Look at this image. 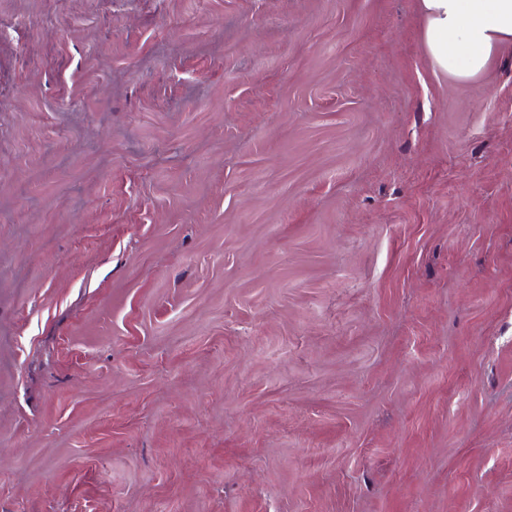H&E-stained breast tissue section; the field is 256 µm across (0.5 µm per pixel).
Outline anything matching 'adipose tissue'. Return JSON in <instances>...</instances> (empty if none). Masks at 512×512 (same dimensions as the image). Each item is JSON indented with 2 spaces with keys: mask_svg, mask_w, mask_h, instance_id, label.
Wrapping results in <instances>:
<instances>
[{
  "mask_svg": "<svg viewBox=\"0 0 512 512\" xmlns=\"http://www.w3.org/2000/svg\"><path fill=\"white\" fill-rule=\"evenodd\" d=\"M421 10L422 43L436 69L471 79L512 49V0H421Z\"/></svg>",
  "mask_w": 512,
  "mask_h": 512,
  "instance_id": "ef3b65f1",
  "label": "adipose tissue"
}]
</instances>
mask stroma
<instances>
[{
    "instance_id": "35a3bbf8",
    "label": "stroma",
    "mask_w": 512,
    "mask_h": 512,
    "mask_svg": "<svg viewBox=\"0 0 512 512\" xmlns=\"http://www.w3.org/2000/svg\"><path fill=\"white\" fill-rule=\"evenodd\" d=\"M419 0H0V512H512V52ZM421 10L432 66L459 79L479 76L512 49V0H421Z\"/></svg>"
}]
</instances>
